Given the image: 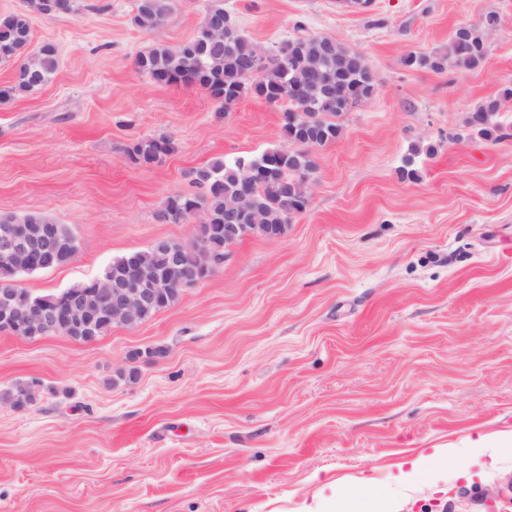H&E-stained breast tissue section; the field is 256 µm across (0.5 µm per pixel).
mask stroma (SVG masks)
<instances>
[{
    "mask_svg": "<svg viewBox=\"0 0 512 512\" xmlns=\"http://www.w3.org/2000/svg\"><path fill=\"white\" fill-rule=\"evenodd\" d=\"M213 0H176L146 32L135 0H76L32 18L59 67L0 104V215L46 216L78 243L67 265L23 275L54 294L201 222L159 223L195 170L286 147L281 107L246 97L225 115L194 85H160L139 53L193 37ZM252 42L308 34L360 53L375 95L313 151L304 212L277 239L236 243L223 267L149 320L94 343L0 331V512H305L333 495L354 512H512V452L472 460L467 436L512 431V0H223ZM500 18L474 69L436 73L408 54ZM497 101L502 140L467 119ZM177 150L142 168L128 144ZM419 178L397 169L412 145ZM160 357H146L149 349ZM438 447L439 480L398 482ZM1 399H4L20 409H24L25 407L34 404L38 399V395L33 383H22L1 393Z\"/></svg>",
    "mask_w": 512,
    "mask_h": 512,
    "instance_id": "obj_1",
    "label": "stroma"
}]
</instances>
